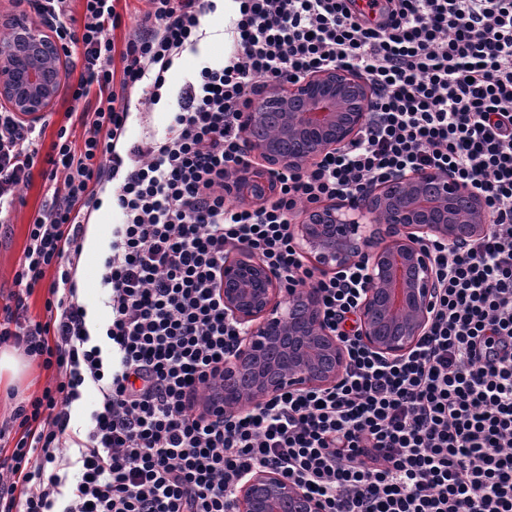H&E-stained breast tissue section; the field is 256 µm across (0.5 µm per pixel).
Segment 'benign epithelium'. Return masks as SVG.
I'll return each instance as SVG.
<instances>
[{
    "label": "benign epithelium",
    "instance_id": "1",
    "mask_svg": "<svg viewBox=\"0 0 512 512\" xmlns=\"http://www.w3.org/2000/svg\"><path fill=\"white\" fill-rule=\"evenodd\" d=\"M11 39L0 43V106L27 122L48 112L66 78L57 38L26 14L0 12ZM370 83L355 70H321L286 86L265 84L243 117L253 162L232 194L256 207L275 196V170L305 169L354 141L367 120ZM484 196L453 173H401L374 187L359 206L318 202L291 232L302 254L338 274L361 262V341L388 360L408 353L428 330L440 282L425 244L484 235ZM224 314L242 330L224 362V388L209 404L226 413L286 391L329 389L345 372L341 342L310 288L288 295L266 262L248 249L224 256ZM228 512H323L322 505L273 469L259 468L238 488Z\"/></svg>",
    "mask_w": 512,
    "mask_h": 512
}]
</instances>
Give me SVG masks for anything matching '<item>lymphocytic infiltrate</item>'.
I'll use <instances>...</instances> for the list:
<instances>
[{"mask_svg": "<svg viewBox=\"0 0 512 512\" xmlns=\"http://www.w3.org/2000/svg\"><path fill=\"white\" fill-rule=\"evenodd\" d=\"M117 0L38 10L62 47L81 44L70 88L74 139L60 128L48 206L29 226L0 306V343L56 370L15 416L0 455V512H227L254 470L281 472L325 512H512V0H240L227 64L179 90L163 137L127 142L131 94L158 104L175 57L197 51L214 0H144L122 71L106 29ZM345 65L373 86L359 136L310 167L273 177L275 201L226 205L248 165L242 116L261 85ZM41 132L0 110V213L37 163ZM454 172L482 191L483 237L429 246L441 282L430 328L406 355L359 337L364 270L317 276L290 233L298 207L357 202L400 172ZM122 215L102 261L107 345L94 342L74 275L98 193ZM258 252L286 290L310 288L347 353L335 387L285 392L234 413L204 406L241 330L224 314V255ZM49 281L46 318L27 299ZM100 400L78 441L75 480L52 470L85 381Z\"/></svg>", "mask_w": 512, "mask_h": 512, "instance_id": "1", "label": "lymphocytic infiltrate"}]
</instances>
